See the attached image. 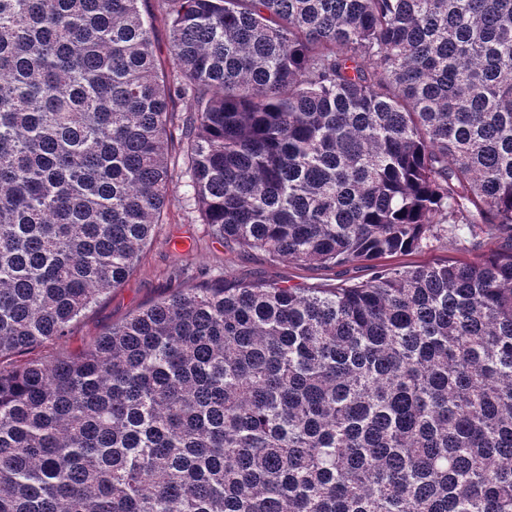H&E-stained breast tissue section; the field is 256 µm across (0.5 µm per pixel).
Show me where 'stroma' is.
<instances>
[{
  "mask_svg": "<svg viewBox=\"0 0 512 512\" xmlns=\"http://www.w3.org/2000/svg\"><path fill=\"white\" fill-rule=\"evenodd\" d=\"M168 161L174 171L175 201L168 209L164 224L158 225L141 262L133 275L75 323L69 346L98 336L112 324L129 314L167 295L177 283L178 270L188 274L203 271L225 273L244 281L273 282L283 285L327 283L335 284L345 278L367 280L371 275L369 263L348 267L324 268L312 263H297L282 259L271 261L260 251L230 249L213 239L198 221L190 176L186 173L177 148H169Z\"/></svg>",
  "mask_w": 512,
  "mask_h": 512,
  "instance_id": "35a3bbf8",
  "label": "stroma"
}]
</instances>
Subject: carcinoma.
<instances>
[{
	"label": "carcinoma",
	"instance_id": "cac0c4a2",
	"mask_svg": "<svg viewBox=\"0 0 512 512\" xmlns=\"http://www.w3.org/2000/svg\"><path fill=\"white\" fill-rule=\"evenodd\" d=\"M0 0V512H512V0ZM169 31L155 55L156 20ZM222 274L19 363L174 203ZM489 246V245H488ZM488 246L484 251L462 252L449 242H433L432 246L422 249L409 255H397L387 257L377 262L388 265H422L433 264L446 260H468L477 261L483 257Z\"/></svg>",
	"mask_w": 512,
	"mask_h": 512
}]
</instances>
